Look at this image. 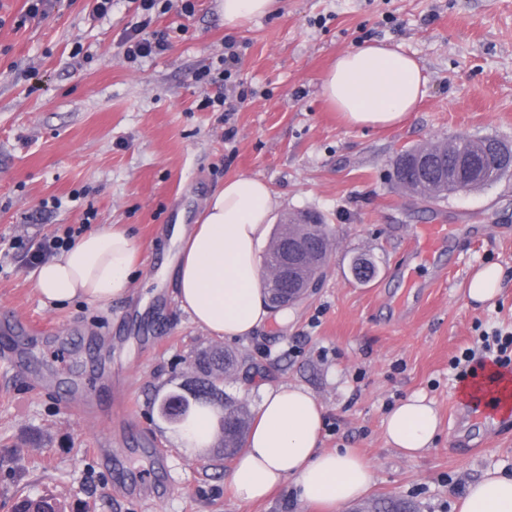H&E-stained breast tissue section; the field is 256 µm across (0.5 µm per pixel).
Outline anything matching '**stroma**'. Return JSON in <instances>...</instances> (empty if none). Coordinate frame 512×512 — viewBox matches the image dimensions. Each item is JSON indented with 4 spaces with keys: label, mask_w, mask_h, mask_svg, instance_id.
<instances>
[{
    "label": "stroma",
    "mask_w": 512,
    "mask_h": 512,
    "mask_svg": "<svg viewBox=\"0 0 512 512\" xmlns=\"http://www.w3.org/2000/svg\"><path fill=\"white\" fill-rule=\"evenodd\" d=\"M92 0H50L44 15L16 26L26 0H0V313L55 328L60 339L28 344L34 373L52 392L0 364V512L21 495H53L64 512H316L293 483L240 504L230 468L208 450L187 453L152 407L176 390L193 353L209 345L241 354L227 394L260 403L258 385L291 383L324 407L321 447L349 448L372 466L370 497H402L421 512H457L469 483L512 473V416L466 413L452 358L482 331H512V174L480 191L431 203L394 176L406 149L456 135L512 143V0H284L236 29L220 0L194 12L169 0L153 29L169 35L161 56L126 60L121 36L137 0L109 16ZM239 62L224 84L196 74L216 68L226 43ZM401 46L420 64L427 92L401 125H345L321 95L336 56L365 43ZM223 95L220 110L205 97ZM265 181L277 213H320L332 230L319 287L270 318L253 336L225 339L194 325L175 300L165 266L177 224L201 218L228 179ZM125 225L140 252L128 297L99 307L75 299L45 305L26 246ZM421 224H452L457 236L415 262L426 294L406 293L402 247ZM377 267L356 280L353 260ZM496 264L494 304H468L464 288ZM121 380L119 413L83 420L57 399L66 389L93 403L110 394L102 372ZM423 393L439 412L433 448L409 458L389 446L393 405ZM40 435V445L29 435ZM126 451L123 470L102 465L96 442Z\"/></svg>",
    "instance_id": "35a3bbf8"
}]
</instances>
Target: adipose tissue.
<instances>
[{"label": "adipose tissue", "instance_id": "adipose-tissue-1", "mask_svg": "<svg viewBox=\"0 0 512 512\" xmlns=\"http://www.w3.org/2000/svg\"><path fill=\"white\" fill-rule=\"evenodd\" d=\"M324 98L356 127L402 124L426 94L418 61L398 47L368 43L339 56L321 85ZM276 206L261 179L239 176L207 201L202 223L180 238L175 265L177 301L193 324L228 339L252 336L271 311L262 288L258 248ZM138 249L121 224L81 236L43 263L35 284L47 303L81 298L105 307L126 296ZM261 401L246 449L236 458L231 489L242 504L293 482L301 501L326 512L363 497L370 464L350 450L320 447L324 409L306 388L261 384ZM441 431L432 402L414 394L396 403L384 421L387 442L406 456L429 449ZM457 512H512V475L494 471L472 482Z\"/></svg>", "mask_w": 512, "mask_h": 512}]
</instances>
